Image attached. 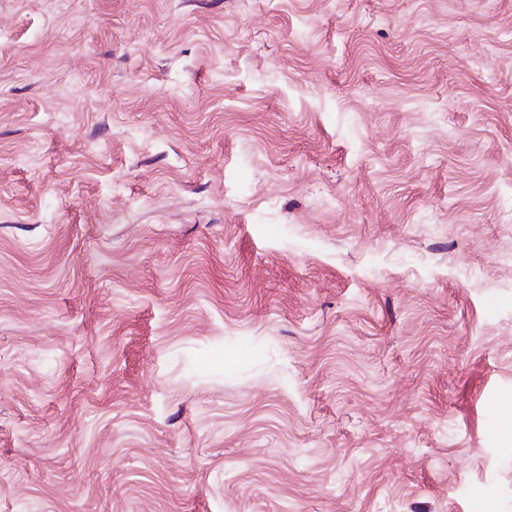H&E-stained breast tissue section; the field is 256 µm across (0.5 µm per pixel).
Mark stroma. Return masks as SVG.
Segmentation results:
<instances>
[{"label": "stroma", "instance_id": "obj_1", "mask_svg": "<svg viewBox=\"0 0 512 512\" xmlns=\"http://www.w3.org/2000/svg\"><path fill=\"white\" fill-rule=\"evenodd\" d=\"M512 0H0V512H512Z\"/></svg>", "mask_w": 512, "mask_h": 512}]
</instances>
